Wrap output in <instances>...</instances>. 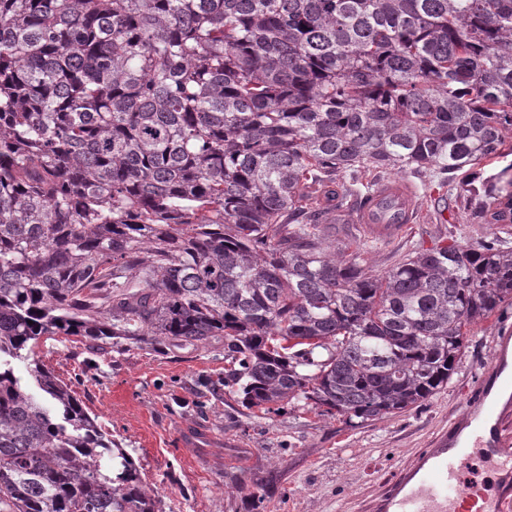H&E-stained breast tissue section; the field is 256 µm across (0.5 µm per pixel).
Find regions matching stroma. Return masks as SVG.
Returning <instances> with one entry per match:
<instances>
[{"label":"stroma","instance_id":"1","mask_svg":"<svg viewBox=\"0 0 512 512\" xmlns=\"http://www.w3.org/2000/svg\"><path fill=\"white\" fill-rule=\"evenodd\" d=\"M458 176L413 178L420 223L389 242L324 217L320 235L380 275L419 248L475 245L512 234L484 224L450 195ZM447 209L440 219L439 209ZM512 306L469 327L447 387L418 408L356 428L288 407L260 418L224 390V355L209 347L92 352L76 336L42 343L45 364L70 383L97 422L134 457L164 512H373L389 483L448 430Z\"/></svg>","mask_w":512,"mask_h":512}]
</instances>
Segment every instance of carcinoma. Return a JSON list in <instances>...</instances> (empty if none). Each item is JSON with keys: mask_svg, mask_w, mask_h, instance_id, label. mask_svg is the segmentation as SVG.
<instances>
[{"mask_svg": "<svg viewBox=\"0 0 512 512\" xmlns=\"http://www.w3.org/2000/svg\"><path fill=\"white\" fill-rule=\"evenodd\" d=\"M509 155L512 0H0V512H163L46 336L222 348L258 417L434 396L512 303V248L372 276L319 224L401 172L512 224V164L473 172Z\"/></svg>", "mask_w": 512, "mask_h": 512, "instance_id": "cac0c4a2", "label": "carcinoma"}]
</instances>
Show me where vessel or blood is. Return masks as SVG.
<instances>
[{"label":"vessel or blood","mask_w":512,"mask_h":512,"mask_svg":"<svg viewBox=\"0 0 512 512\" xmlns=\"http://www.w3.org/2000/svg\"><path fill=\"white\" fill-rule=\"evenodd\" d=\"M418 214L412 184L390 179L375 184L354 221L369 238L389 241ZM481 470L491 481L477 479ZM378 512H512V362L504 345L447 434L404 470Z\"/></svg>","instance_id":"1"}]
</instances>
